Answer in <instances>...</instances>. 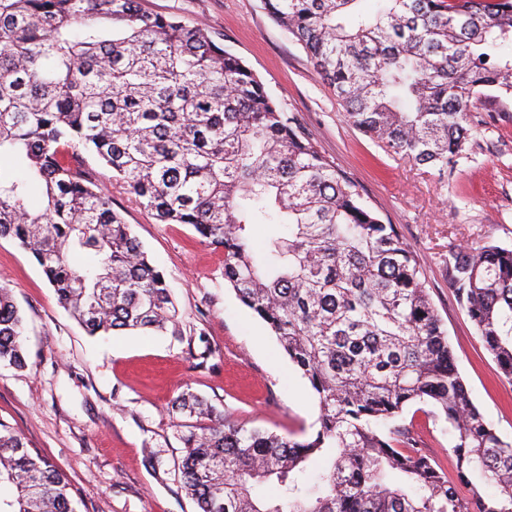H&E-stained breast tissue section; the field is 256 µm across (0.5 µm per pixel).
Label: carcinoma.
Wrapping results in <instances>:
<instances>
[{
    "instance_id": "1",
    "label": "carcinoma",
    "mask_w": 512,
    "mask_h": 512,
    "mask_svg": "<svg viewBox=\"0 0 512 512\" xmlns=\"http://www.w3.org/2000/svg\"><path fill=\"white\" fill-rule=\"evenodd\" d=\"M359 2L263 5L353 126L448 172L468 155L472 114L512 98V0H379L374 14ZM85 153L158 221L224 251V281L319 407L316 431L278 435L178 395L174 471L197 512H512V439L470 398L417 255L261 78L206 27L140 0H0V155L20 169L0 173V237L89 335H179L163 273ZM448 279L512 380V249H451ZM23 332L0 283V364L27 365ZM418 403L453 432V480L403 418ZM263 484L280 494L257 497ZM2 490L0 512H76L65 476L0 423Z\"/></svg>"
}]
</instances>
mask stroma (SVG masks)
Listing matches in <instances>:
<instances>
[{"label":"stroma","instance_id":"obj_1","mask_svg":"<svg viewBox=\"0 0 512 512\" xmlns=\"http://www.w3.org/2000/svg\"><path fill=\"white\" fill-rule=\"evenodd\" d=\"M153 13L209 29L293 112L322 153L356 183L363 201L416 253L475 405L512 438V381L502 377L444 264L453 247L512 248V99L472 117L473 147L441 176L391 157L345 119L309 56L262 0H142ZM93 179L163 272L181 333L91 336L59 305L42 268L0 238V282L25 323L27 367L0 366V422L68 478L78 512H195L174 476L180 455L171 401L189 390L250 427L313 431L319 408L306 379L268 327L225 283L221 249L186 224H163L85 155ZM424 450L454 473V436L407 409ZM157 452L159 467L148 461Z\"/></svg>","mask_w":512,"mask_h":512}]
</instances>
